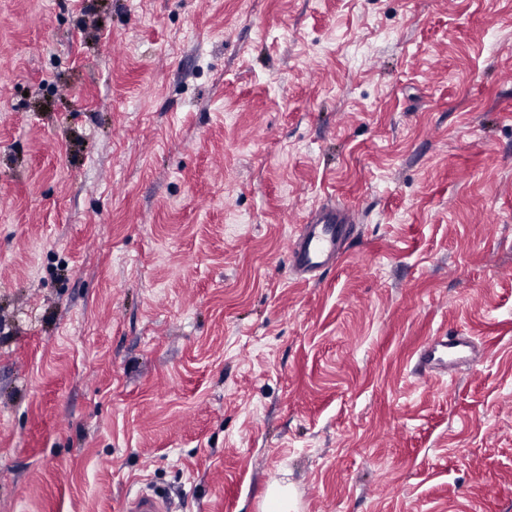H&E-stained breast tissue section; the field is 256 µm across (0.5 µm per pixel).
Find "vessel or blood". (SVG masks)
I'll return each mask as SVG.
<instances>
[{
    "label": "vessel or blood",
    "mask_w": 512,
    "mask_h": 512,
    "mask_svg": "<svg viewBox=\"0 0 512 512\" xmlns=\"http://www.w3.org/2000/svg\"><path fill=\"white\" fill-rule=\"evenodd\" d=\"M355 214L345 208L322 207L290 237L291 269L302 280L320 276L336 266L352 237ZM472 339L460 333L431 337L415 351L414 368L423 375L450 376L459 367L457 353L471 349Z\"/></svg>",
    "instance_id": "vessel-or-blood-1"
}]
</instances>
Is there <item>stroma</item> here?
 Wrapping results in <instances>:
<instances>
[{
	"mask_svg": "<svg viewBox=\"0 0 512 512\" xmlns=\"http://www.w3.org/2000/svg\"><path fill=\"white\" fill-rule=\"evenodd\" d=\"M274 483L512 512V0H0V512ZM355 213L345 208L317 209L308 224L290 237V268L302 280L320 276L336 266L352 237ZM472 349L471 336L454 332L452 336L431 337L414 352V368L423 375L450 376L459 367V360L452 355Z\"/></svg>",
	"mask_w": 512,
	"mask_h": 512,
	"instance_id": "stroma-1",
	"label": "stroma"
}]
</instances>
